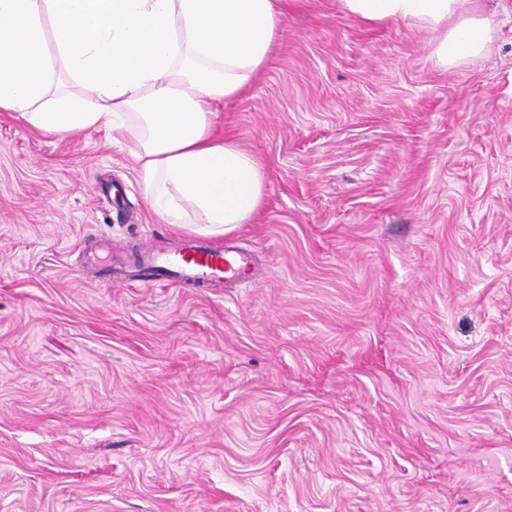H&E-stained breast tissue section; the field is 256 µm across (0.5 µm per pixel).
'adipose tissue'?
I'll list each match as a JSON object with an SVG mask.
<instances>
[{
  "label": "adipose tissue",
  "instance_id": "1",
  "mask_svg": "<svg viewBox=\"0 0 512 512\" xmlns=\"http://www.w3.org/2000/svg\"><path fill=\"white\" fill-rule=\"evenodd\" d=\"M366 23L434 33L442 67L483 57L494 33L478 0H338ZM284 18L282 0H0V112L47 134L88 128L131 156L150 209L222 235L266 194L261 159L213 132V107L248 88ZM66 73L76 91L55 90Z\"/></svg>",
  "mask_w": 512,
  "mask_h": 512
}]
</instances>
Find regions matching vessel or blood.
I'll return each mask as SVG.
<instances>
[{
    "label": "vessel or blood",
    "mask_w": 512,
    "mask_h": 512,
    "mask_svg": "<svg viewBox=\"0 0 512 512\" xmlns=\"http://www.w3.org/2000/svg\"><path fill=\"white\" fill-rule=\"evenodd\" d=\"M142 270L161 271L170 283L202 282L213 287L222 283L250 281V261L243 253H229L224 247L206 245L191 239L174 250L143 252L139 259Z\"/></svg>",
    "instance_id": "obj_1"
}]
</instances>
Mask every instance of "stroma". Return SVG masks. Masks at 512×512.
<instances>
[{"mask_svg":"<svg viewBox=\"0 0 512 512\" xmlns=\"http://www.w3.org/2000/svg\"><path fill=\"white\" fill-rule=\"evenodd\" d=\"M486 58L287 0L216 130L251 286L109 278L190 233L127 146L0 112V512H512V0Z\"/></svg>","mask_w":512,"mask_h":512,"instance_id":"stroma-1","label":"stroma"}]
</instances>
